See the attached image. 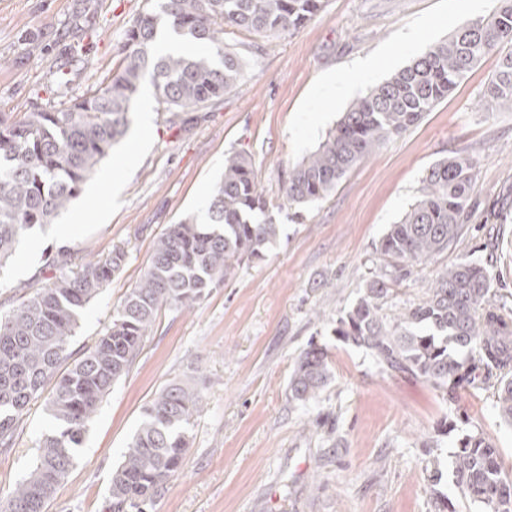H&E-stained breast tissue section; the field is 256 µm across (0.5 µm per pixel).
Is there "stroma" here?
<instances>
[{
    "label": "stroma",
    "instance_id": "1",
    "mask_svg": "<svg viewBox=\"0 0 512 512\" xmlns=\"http://www.w3.org/2000/svg\"><path fill=\"white\" fill-rule=\"evenodd\" d=\"M152 0H0V113L20 119L32 103L62 106L117 72L125 34ZM500 0H324L299 32L263 35L227 29L226 47L244 61L224 99L169 127L152 102L145 141L127 161V139L87 180L60 223L80 216L83 233L60 241L35 230L0 269V312L17 306L32 280L54 281L113 247L123 267L85 308L69 350L80 357L112 324L139 282L164 230L199 214L231 150L248 152L272 201L279 237L262 259L236 270L188 309H162L142 352L114 382L90 420L76 463L48 512H104L113 468L137 429L145 404L169 382H190L202 409L189 427L183 470L156 512H436L432 469L447 512H475L457 491L456 440L470 430L497 448L512 479V426L496 408L493 386L459 388L443 398L426 382L383 372L334 328L382 266L376 247L419 195L422 178L456 152L475 162L476 212L448 250L395 285L394 307L422 298L437 273L462 257L489 263L496 297L512 310V112L487 111L482 94L512 44L487 54L448 99L419 124L384 141L324 200L303 209L284 194L289 166L313 152L365 93L338 95L328 79L359 60L378 63L384 81L443 40L461 22L492 14ZM89 31L68 84L55 80L60 38L76 14ZM415 35L410 47L402 35ZM30 255L27 268L18 258ZM326 349L332 379L315 401L290 399L299 354ZM56 422L44 399L31 402L15 444L0 453V500L33 465ZM438 446L428 457L425 442Z\"/></svg>",
    "mask_w": 512,
    "mask_h": 512
}]
</instances>
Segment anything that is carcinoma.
<instances>
[{
    "instance_id": "carcinoma-1",
    "label": "carcinoma",
    "mask_w": 512,
    "mask_h": 512,
    "mask_svg": "<svg viewBox=\"0 0 512 512\" xmlns=\"http://www.w3.org/2000/svg\"><path fill=\"white\" fill-rule=\"evenodd\" d=\"M323 0H156L126 31L120 71L62 107L34 105L19 120L0 114V261L18 242L50 224L128 129V114L145 79L159 103L182 114L221 101L234 89L243 61L224 48V28L294 34ZM171 32L195 51H157ZM512 42V0L489 17L462 22L403 69L358 98L335 130L288 168L283 188L298 206L326 198L355 165L387 139L406 132L448 98L495 47ZM487 110L512 111V53L484 93ZM474 161L456 153L430 166L420 195L379 241L380 272L336 320V335L365 350L385 371L427 382L446 397L497 377V410L512 423V315L492 303L488 267L464 258L446 268L426 298L390 318L383 306L393 285L448 249L473 213ZM280 233L244 150L224 155V173L208 204V223L188 217L157 240L138 285L126 295L112 327L73 365L62 368L86 306L126 260L124 248L33 289L0 314V450L13 447L29 404L42 396L59 429L43 438L38 459L0 512H46L56 487L74 466L87 423L114 381L125 374L162 307L187 308L237 268L263 257ZM332 377L327 351L309 344L289 379L292 400L318 397ZM202 398L187 382H172L144 408L121 461L112 470L106 512H154L169 480L183 468L191 421ZM453 475L462 496L481 512H512V481L498 451L479 432L458 441Z\"/></svg>"
}]
</instances>
